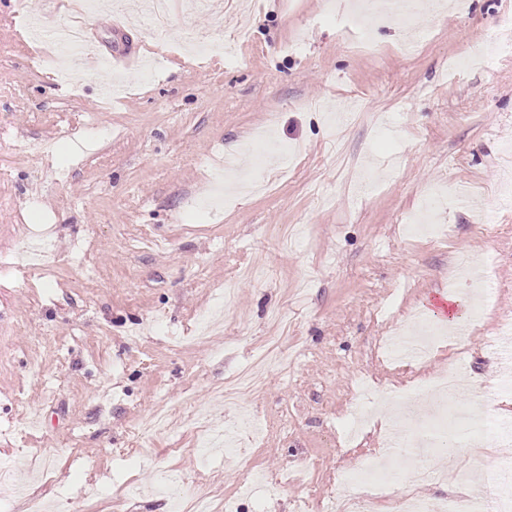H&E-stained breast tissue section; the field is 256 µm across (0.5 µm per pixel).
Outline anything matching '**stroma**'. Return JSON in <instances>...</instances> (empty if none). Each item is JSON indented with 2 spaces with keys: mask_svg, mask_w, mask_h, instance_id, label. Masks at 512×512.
Segmentation results:
<instances>
[{
  "mask_svg": "<svg viewBox=\"0 0 512 512\" xmlns=\"http://www.w3.org/2000/svg\"><path fill=\"white\" fill-rule=\"evenodd\" d=\"M414 27L374 29L357 48L351 0H224L227 26L173 7L167 30L112 20L140 62L116 87L87 66L77 82L41 65L29 15L74 20L65 0H0V459L44 474L33 495L54 512H170L155 494L178 474L182 512L200 491L214 512H321L382 447L393 391H422L448 362L480 389L448 435L451 472L477 473L495 495L500 455L467 456L466 437L496 445L512 416L490 351L512 322V0H437ZM231 43L230 58L186 50L183 34ZM473 66L450 72L451 61ZM292 150L255 161L259 129ZM448 185L449 237L413 235L409 215ZM477 256L499 283L467 313L465 347L438 340L431 360L395 363L383 341L429 312L448 271ZM266 268L261 282L241 279ZM224 327L198 317L225 285ZM288 314L287 327L269 319ZM294 351L262 389L225 404V383L268 337ZM375 387L368 425L349 438L358 381ZM208 428L185 426L189 404ZM163 431L142 428L156 412ZM237 434L206 455L209 428Z\"/></svg>",
  "mask_w": 512,
  "mask_h": 512,
  "instance_id": "stroma-1",
  "label": "stroma"
}]
</instances>
